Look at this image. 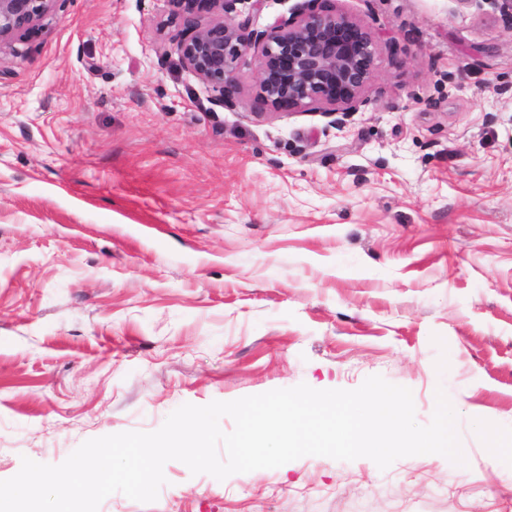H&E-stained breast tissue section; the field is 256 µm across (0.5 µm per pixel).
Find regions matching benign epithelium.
<instances>
[{"label":"benign epithelium","mask_w":512,"mask_h":512,"mask_svg":"<svg viewBox=\"0 0 512 512\" xmlns=\"http://www.w3.org/2000/svg\"><path fill=\"white\" fill-rule=\"evenodd\" d=\"M59 0H0V50L36 33ZM170 22L182 26L177 51L182 64L232 101L238 61L259 50L256 97L276 112L325 106L340 125L379 67L372 32L352 17L305 0L292 16L261 30L234 23L230 14L246 0H169ZM205 19L203 26L198 21Z\"/></svg>","instance_id":"7a95c632"}]
</instances>
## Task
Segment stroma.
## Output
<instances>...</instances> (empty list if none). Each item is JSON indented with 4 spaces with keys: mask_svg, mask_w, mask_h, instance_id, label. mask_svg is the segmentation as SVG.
I'll use <instances>...</instances> for the list:
<instances>
[{
    "mask_svg": "<svg viewBox=\"0 0 512 512\" xmlns=\"http://www.w3.org/2000/svg\"><path fill=\"white\" fill-rule=\"evenodd\" d=\"M303 0H245L263 29ZM380 64L344 125L234 104L181 64L168 0H63L0 52V480L87 440L307 384L436 392L465 465L165 464L98 512H512V18L332 0Z\"/></svg>",
    "mask_w": 512,
    "mask_h": 512,
    "instance_id": "obj_1",
    "label": "stroma"
}]
</instances>
